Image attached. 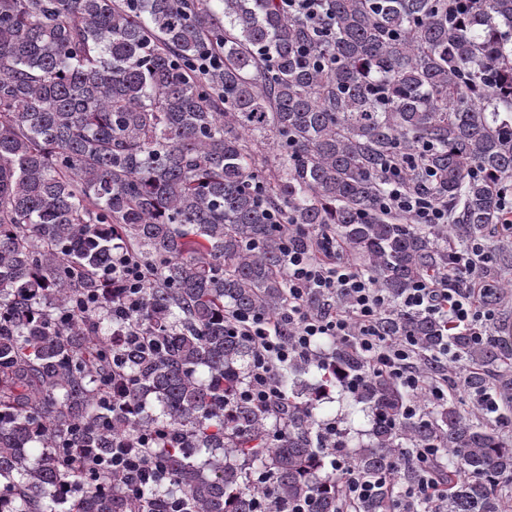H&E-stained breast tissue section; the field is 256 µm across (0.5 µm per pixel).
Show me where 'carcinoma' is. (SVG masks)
Listing matches in <instances>:
<instances>
[{
	"mask_svg": "<svg viewBox=\"0 0 512 512\" xmlns=\"http://www.w3.org/2000/svg\"><path fill=\"white\" fill-rule=\"evenodd\" d=\"M324 0L314 27L280 0H0V512H399L385 485L419 481L414 450L438 448L435 512H507L512 377L507 344H477L396 305L380 334L409 338L425 376L444 345L493 393L498 425L456 399L430 406L391 376L349 392L369 418L353 451L325 429L313 391L364 372L346 343L276 368L288 405L234 401L252 340L236 316L279 321L285 248L333 243L393 301L453 276L448 231L481 241L512 189V0ZM210 53L223 67L195 70ZM448 209L446 227L383 205L393 182ZM146 276L154 347L112 378V258ZM508 253L480 271L483 309L512 293ZM142 406L112 414L113 402ZM161 431L164 484L131 501L119 478L64 461L110 455ZM340 467L346 472V492L351 499L361 498L372 493V483L359 478L349 464L342 462Z\"/></svg>",
	"mask_w": 512,
	"mask_h": 512,
	"instance_id": "carcinoma-1",
	"label": "carcinoma"
}]
</instances>
